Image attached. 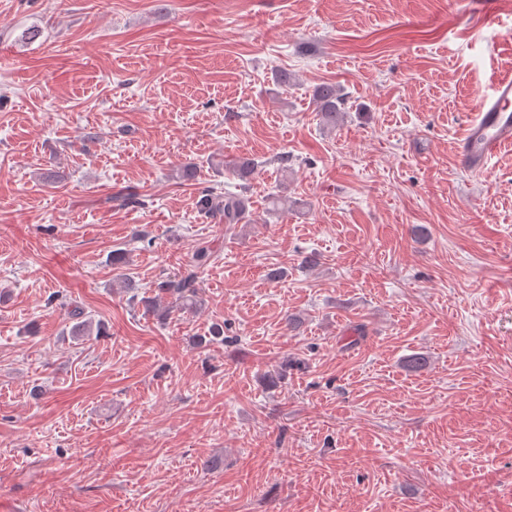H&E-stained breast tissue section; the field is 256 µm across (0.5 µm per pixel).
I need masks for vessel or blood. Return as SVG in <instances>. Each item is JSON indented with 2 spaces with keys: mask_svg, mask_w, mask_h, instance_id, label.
Wrapping results in <instances>:
<instances>
[{
  "mask_svg": "<svg viewBox=\"0 0 512 512\" xmlns=\"http://www.w3.org/2000/svg\"><path fill=\"white\" fill-rule=\"evenodd\" d=\"M512 145V77L496 79L480 92L476 111L459 142L460 161L471 172L482 171L502 147Z\"/></svg>",
  "mask_w": 512,
  "mask_h": 512,
  "instance_id": "b4317fda",
  "label": "vessel or blood"
}]
</instances>
